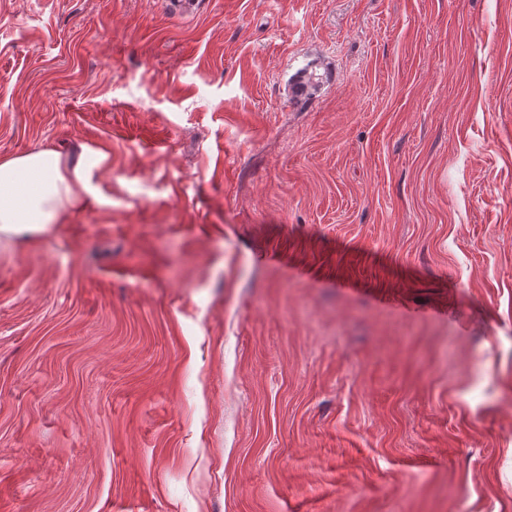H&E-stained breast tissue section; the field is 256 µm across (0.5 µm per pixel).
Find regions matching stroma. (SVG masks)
Here are the masks:
<instances>
[{"label":"stroma","mask_w":512,"mask_h":512,"mask_svg":"<svg viewBox=\"0 0 512 512\" xmlns=\"http://www.w3.org/2000/svg\"><path fill=\"white\" fill-rule=\"evenodd\" d=\"M46 148L0 512H512V0H0Z\"/></svg>","instance_id":"1"}]
</instances>
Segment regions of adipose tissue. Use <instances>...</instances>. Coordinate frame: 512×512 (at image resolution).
Here are the masks:
<instances>
[{
	"label": "adipose tissue",
	"instance_id": "ef3b65f1",
	"mask_svg": "<svg viewBox=\"0 0 512 512\" xmlns=\"http://www.w3.org/2000/svg\"><path fill=\"white\" fill-rule=\"evenodd\" d=\"M87 191L81 168L54 149L0 158V240L58 223Z\"/></svg>",
	"mask_w": 512,
	"mask_h": 512
}]
</instances>
